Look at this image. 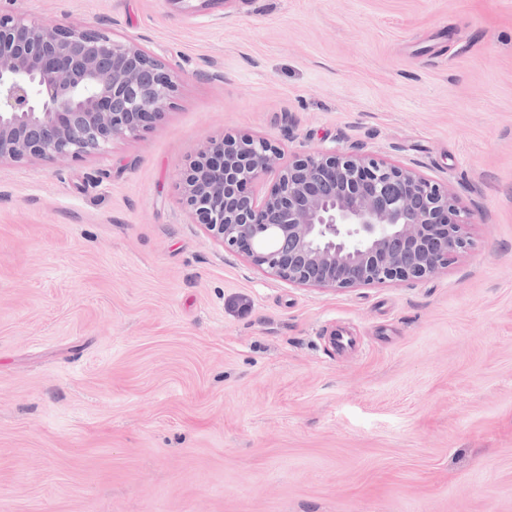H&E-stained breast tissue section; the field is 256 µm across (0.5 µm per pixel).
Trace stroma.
<instances>
[{"instance_id":"1","label":"stroma","mask_w":512,"mask_h":512,"mask_svg":"<svg viewBox=\"0 0 512 512\" xmlns=\"http://www.w3.org/2000/svg\"><path fill=\"white\" fill-rule=\"evenodd\" d=\"M179 79L140 136L0 164V512H512V0H0ZM448 184L438 276L290 286L193 223L200 147Z\"/></svg>"}]
</instances>
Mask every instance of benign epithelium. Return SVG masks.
<instances>
[{
  "mask_svg": "<svg viewBox=\"0 0 512 512\" xmlns=\"http://www.w3.org/2000/svg\"><path fill=\"white\" fill-rule=\"evenodd\" d=\"M176 92L163 62L133 39L0 9V163L103 153L139 136ZM276 153L250 135L210 140L181 192L214 239L290 286L422 281L472 246L447 186L373 156H299L258 200L246 186L273 171Z\"/></svg>",
  "mask_w": 512,
  "mask_h": 512,
  "instance_id": "benign-epithelium-1",
  "label": "benign epithelium"
}]
</instances>
